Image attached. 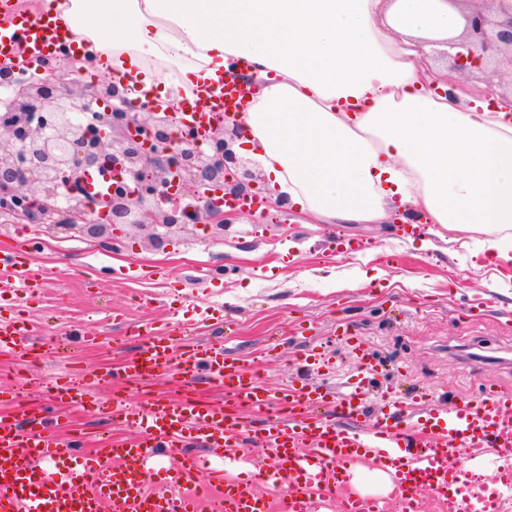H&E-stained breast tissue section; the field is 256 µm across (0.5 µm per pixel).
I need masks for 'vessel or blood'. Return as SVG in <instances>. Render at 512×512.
Returning a JSON list of instances; mask_svg holds the SVG:
<instances>
[{"mask_svg": "<svg viewBox=\"0 0 512 512\" xmlns=\"http://www.w3.org/2000/svg\"><path fill=\"white\" fill-rule=\"evenodd\" d=\"M68 48L52 14L27 15L14 0H0V58L49 57ZM223 109V95L209 94L180 121L199 128ZM112 178V171L100 168L82 173L96 207L109 200ZM45 286L27 248L0 252L1 356H28L39 329L25 308ZM201 372L223 394L222 404L195 397L193 380ZM164 373L177 380L180 396L158 392L140 404L90 393L62 374L45 381L59 406H95L134 432L128 440H104L88 453L81 431L64 436L43 417L22 422L1 416L0 512H199L204 498L211 512H320L340 488L345 494L339 512H388V502L347 490L355 466L365 459L390 475L399 512H422L425 493L439 512H505L512 493V391L494 381L459 404L429 401L408 426L382 416L359 433L319 413L327 394L318 388H267L256 370L228 360L222 349L202 342L178 348L170 335L150 329L142 332L137 353L113 364L107 375L147 386ZM364 404V394L355 389L336 407L355 419ZM243 409L265 416L256 435L242 433ZM201 446L222 449L220 464L198 454ZM250 446L265 448L271 466L248 462L244 450ZM477 449L497 465L492 481L480 480L471 465ZM164 457L170 464L162 468ZM154 469L160 476L156 489L145 480ZM280 483L287 495L277 511L270 489Z\"/></svg>", "mask_w": 512, "mask_h": 512, "instance_id": "obj_1", "label": "vessel or blood"}]
</instances>
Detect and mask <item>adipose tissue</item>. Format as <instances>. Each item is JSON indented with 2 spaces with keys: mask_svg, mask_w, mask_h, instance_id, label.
<instances>
[{
  "mask_svg": "<svg viewBox=\"0 0 512 512\" xmlns=\"http://www.w3.org/2000/svg\"><path fill=\"white\" fill-rule=\"evenodd\" d=\"M87 69L134 99L194 100L239 66L249 93L237 150L273 198L326 224H381L393 205L512 258V107L431 90L462 20L448 0H47ZM191 56L171 79L145 55Z\"/></svg>",
  "mask_w": 512,
  "mask_h": 512,
  "instance_id": "obj_1",
  "label": "adipose tissue"
}]
</instances>
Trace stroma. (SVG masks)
Listing matches in <instances>:
<instances>
[{"instance_id":"1","label":"stroma","mask_w":512,"mask_h":512,"mask_svg":"<svg viewBox=\"0 0 512 512\" xmlns=\"http://www.w3.org/2000/svg\"><path fill=\"white\" fill-rule=\"evenodd\" d=\"M148 229L119 226L107 242L38 224L0 223V249L30 240L48 286L28 308L40 325L30 367L0 358V386L48 403L41 378L70 367L88 385L134 355L125 328L148 321L189 328L229 359L257 366L267 387L307 384L334 394L361 382L365 420L384 411L383 393L425 390L459 403L488 380L512 389V260L490 256L479 232L437 235L421 214L383 224L306 223L289 208L246 211L223 234L191 224L166 248ZM360 336L377 363L363 378L341 330ZM95 341L82 345L78 332ZM321 353L325 365L303 361ZM86 447L130 429L72 410Z\"/></svg>"}]
</instances>
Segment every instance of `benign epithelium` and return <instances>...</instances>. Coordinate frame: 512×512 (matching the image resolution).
<instances>
[{"label":"benign epithelium","mask_w":512,"mask_h":512,"mask_svg":"<svg viewBox=\"0 0 512 512\" xmlns=\"http://www.w3.org/2000/svg\"><path fill=\"white\" fill-rule=\"evenodd\" d=\"M467 4L464 32L448 39L444 55L461 76L482 71L488 94L512 97V0H448ZM48 77L34 79L8 98L15 116L0 124V208L27 224H55L65 201L75 216L94 214L92 202L73 180L78 173L112 163L120 185L106 210L107 222L91 220L87 231L102 236L112 224L169 231L187 224H224L234 211L218 219L207 190L224 185V197L238 199L254 185L250 162L237 157L233 140L240 134L236 112L208 134L176 133L177 114L146 102L139 111L121 106L97 111L93 104L112 93L113 84H86L83 69L46 64Z\"/></svg>","instance_id":"obj_1"}]
</instances>
